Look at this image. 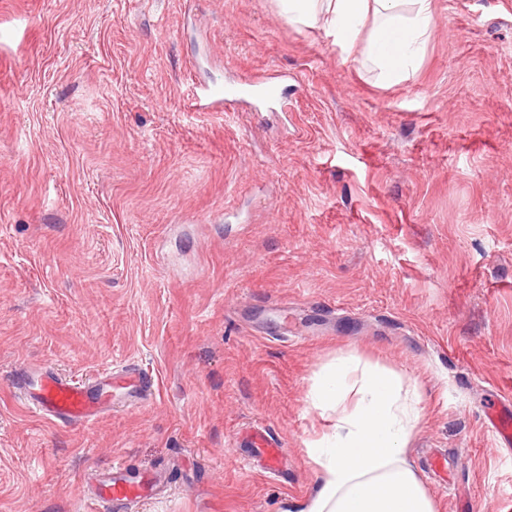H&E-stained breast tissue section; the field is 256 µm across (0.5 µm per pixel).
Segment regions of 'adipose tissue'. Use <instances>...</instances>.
<instances>
[{"instance_id": "obj_1", "label": "adipose tissue", "mask_w": 512, "mask_h": 512, "mask_svg": "<svg viewBox=\"0 0 512 512\" xmlns=\"http://www.w3.org/2000/svg\"><path fill=\"white\" fill-rule=\"evenodd\" d=\"M289 23L325 25L344 50L360 48L379 79L414 72L433 24L432 0H278ZM371 22L365 46L360 28ZM321 413L334 415L331 433L314 440L309 456L320 481L303 512H435L407 458L420 419L416 397L397 373L354 359L325 365L312 387Z\"/></svg>"}]
</instances>
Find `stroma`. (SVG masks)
I'll return each mask as SVG.
<instances>
[{"mask_svg": "<svg viewBox=\"0 0 512 512\" xmlns=\"http://www.w3.org/2000/svg\"><path fill=\"white\" fill-rule=\"evenodd\" d=\"M383 83L277 0H0V512H86L81 477L162 470L139 512H301L320 368L415 386L435 512H512V0H433ZM288 77V103L201 112L197 85ZM153 372L90 427L21 402L23 367ZM290 451L251 470L240 433ZM446 455L449 480L426 460ZM487 429L493 441L510 446L512 441V405L510 401H500L496 408L486 414Z\"/></svg>", "mask_w": 512, "mask_h": 512, "instance_id": "35a3bbf8", "label": "stroma"}]
</instances>
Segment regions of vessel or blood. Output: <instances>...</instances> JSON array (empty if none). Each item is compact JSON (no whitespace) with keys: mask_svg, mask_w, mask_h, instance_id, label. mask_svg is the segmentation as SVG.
<instances>
[{"mask_svg":"<svg viewBox=\"0 0 512 512\" xmlns=\"http://www.w3.org/2000/svg\"><path fill=\"white\" fill-rule=\"evenodd\" d=\"M275 100L278 84L269 77L224 87L199 89L196 105L202 110L231 108L244 98ZM22 401L36 414L59 425L88 426L115 406L140 405L154 387L146 370L135 366L108 368L85 380L63 375L45 363L26 367L16 381ZM487 429L497 445L512 443V404L502 401L486 415ZM250 445V467L274 476L288 454L281 440L260 424L246 436ZM84 495L89 512H135L138 504L163 492L166 479L157 472L131 469L125 462L84 475Z\"/></svg>","mask_w":512,"mask_h":512,"instance_id":"vessel-or-blood-1","label":"vessel or blood"}]
</instances>
